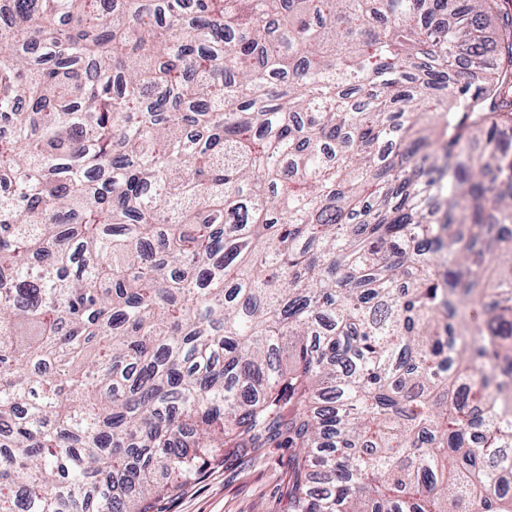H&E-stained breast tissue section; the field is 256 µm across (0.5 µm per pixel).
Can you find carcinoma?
I'll use <instances>...</instances> for the list:
<instances>
[{
  "label": "carcinoma",
  "instance_id": "cac0c4a2",
  "mask_svg": "<svg viewBox=\"0 0 512 512\" xmlns=\"http://www.w3.org/2000/svg\"><path fill=\"white\" fill-rule=\"evenodd\" d=\"M504 2L8 0L0 512H512ZM295 448H227L224 463L154 504V512H288Z\"/></svg>",
  "mask_w": 512,
  "mask_h": 512
}]
</instances>
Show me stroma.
Masks as SVG:
<instances>
[{"mask_svg": "<svg viewBox=\"0 0 512 512\" xmlns=\"http://www.w3.org/2000/svg\"><path fill=\"white\" fill-rule=\"evenodd\" d=\"M292 449H227L201 480L161 498L154 512H288Z\"/></svg>", "mask_w": 512, "mask_h": 512, "instance_id": "1", "label": "stroma"}]
</instances>
